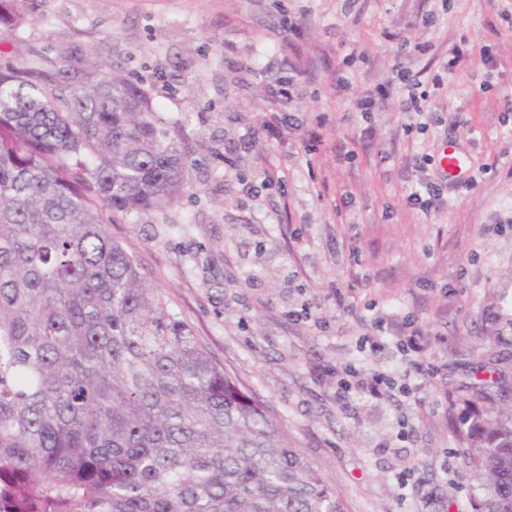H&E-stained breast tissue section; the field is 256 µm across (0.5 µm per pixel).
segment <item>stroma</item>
Returning <instances> with one entry per match:
<instances>
[{
  "label": "stroma",
  "instance_id": "stroma-1",
  "mask_svg": "<svg viewBox=\"0 0 512 512\" xmlns=\"http://www.w3.org/2000/svg\"><path fill=\"white\" fill-rule=\"evenodd\" d=\"M0 35L23 60L94 55L141 80L191 147L164 213L108 223L213 362L287 427L348 512H475L456 436L482 367L512 375V0H27ZM425 53L413 52L414 44ZM310 79L277 103L297 66ZM442 123L407 131L403 82ZM370 119L355 98L379 86ZM276 115L288 143L243 152ZM322 141L305 151L306 131ZM451 143L468 158L430 211L406 197ZM346 157H339V150ZM281 186L252 196L269 173ZM415 317L401 353L378 319ZM373 334L375 343L359 347ZM406 371L411 393L344 391L345 366Z\"/></svg>",
  "mask_w": 512,
  "mask_h": 512
}]
</instances>
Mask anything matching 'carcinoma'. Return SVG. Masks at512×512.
Instances as JSON below:
<instances>
[{
  "mask_svg": "<svg viewBox=\"0 0 512 512\" xmlns=\"http://www.w3.org/2000/svg\"><path fill=\"white\" fill-rule=\"evenodd\" d=\"M189 152L101 60L0 64V512H346L107 231L169 208ZM464 405L477 512H512V394Z\"/></svg>",
  "mask_w": 512,
  "mask_h": 512,
  "instance_id": "obj_1",
  "label": "carcinoma"
}]
</instances>
